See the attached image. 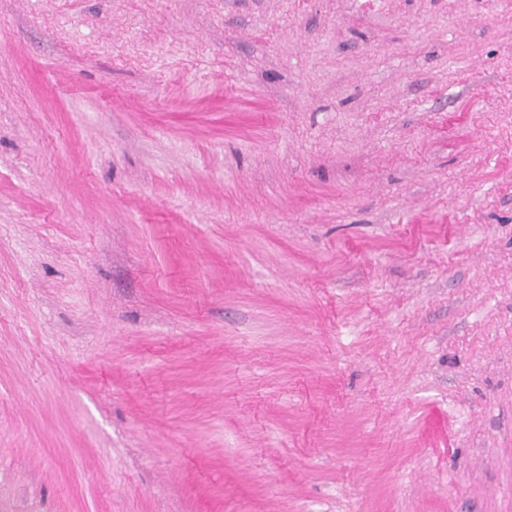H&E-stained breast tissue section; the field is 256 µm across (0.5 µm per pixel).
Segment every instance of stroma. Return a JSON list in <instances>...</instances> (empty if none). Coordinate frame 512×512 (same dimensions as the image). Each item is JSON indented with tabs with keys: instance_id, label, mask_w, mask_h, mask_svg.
Returning a JSON list of instances; mask_svg holds the SVG:
<instances>
[{
	"instance_id": "stroma-1",
	"label": "stroma",
	"mask_w": 512,
	"mask_h": 512,
	"mask_svg": "<svg viewBox=\"0 0 512 512\" xmlns=\"http://www.w3.org/2000/svg\"><path fill=\"white\" fill-rule=\"evenodd\" d=\"M0 512H512V0H0Z\"/></svg>"
}]
</instances>
